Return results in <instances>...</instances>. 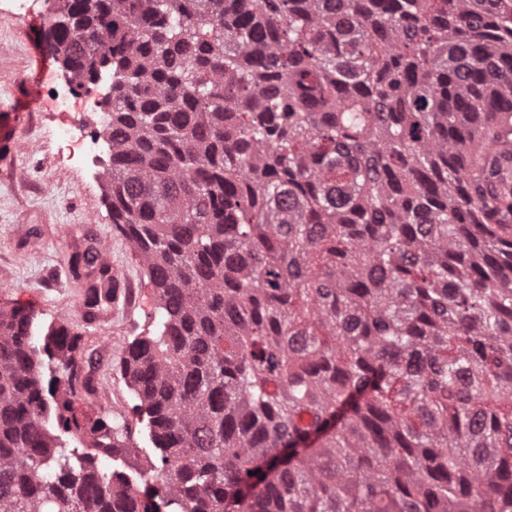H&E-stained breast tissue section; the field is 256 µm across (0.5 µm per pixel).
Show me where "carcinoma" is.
Wrapping results in <instances>:
<instances>
[{
	"mask_svg": "<svg viewBox=\"0 0 512 512\" xmlns=\"http://www.w3.org/2000/svg\"><path fill=\"white\" fill-rule=\"evenodd\" d=\"M48 39L79 87L112 73V223L161 299L121 372L160 503L512 512L504 0H59ZM77 349L0 310V512H159L103 467L122 425L73 413Z\"/></svg>",
	"mask_w": 512,
	"mask_h": 512,
	"instance_id": "cac0c4a2",
	"label": "carcinoma"
}]
</instances>
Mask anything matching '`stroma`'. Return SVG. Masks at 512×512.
Instances as JSON below:
<instances>
[{
    "mask_svg": "<svg viewBox=\"0 0 512 512\" xmlns=\"http://www.w3.org/2000/svg\"><path fill=\"white\" fill-rule=\"evenodd\" d=\"M46 31L0 8V307L33 305V328L41 335L62 326L79 333L77 360L93 392L75 401L74 411L85 422L104 408L128 425L126 449L106 466L137 486L153 473L159 452L120 362L131 342L156 335L160 296L144 262L112 229L105 184L89 183L82 169L58 162V109L25 108L31 45L43 42ZM94 245L111 258L131 301L91 319L84 306L91 280L74 258Z\"/></svg>",
    "mask_w": 512,
    "mask_h": 512,
    "instance_id": "35a3bbf8",
    "label": "stroma"
}]
</instances>
